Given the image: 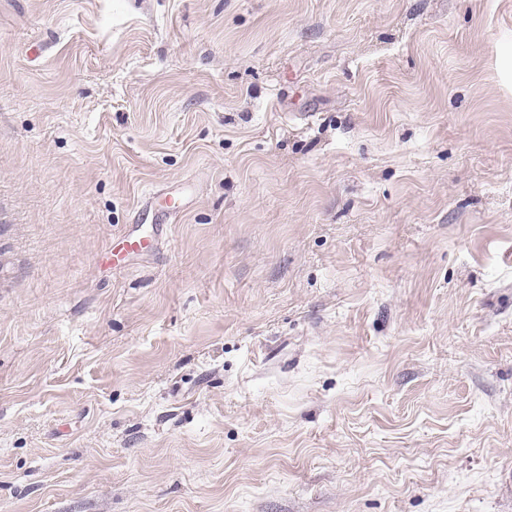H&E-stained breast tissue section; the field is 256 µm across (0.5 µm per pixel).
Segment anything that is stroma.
Returning a JSON list of instances; mask_svg holds the SVG:
<instances>
[{
    "instance_id": "1",
    "label": "stroma",
    "mask_w": 512,
    "mask_h": 512,
    "mask_svg": "<svg viewBox=\"0 0 512 512\" xmlns=\"http://www.w3.org/2000/svg\"><path fill=\"white\" fill-rule=\"evenodd\" d=\"M0 512H512V0H0Z\"/></svg>"
}]
</instances>
